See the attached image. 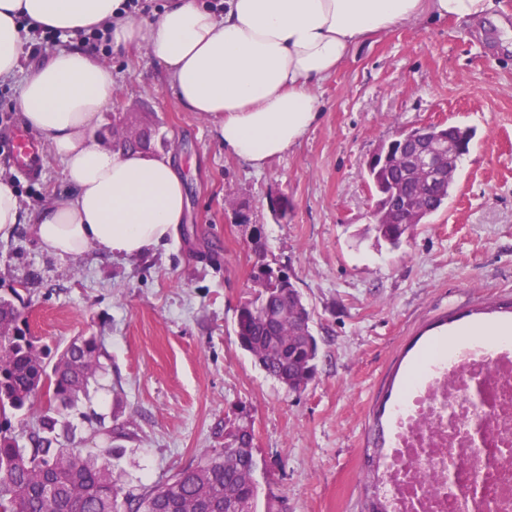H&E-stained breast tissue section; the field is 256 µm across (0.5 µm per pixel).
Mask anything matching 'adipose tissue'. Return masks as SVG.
Returning a JSON list of instances; mask_svg holds the SVG:
<instances>
[{"label":"adipose tissue","instance_id":"ef3b65f1","mask_svg":"<svg viewBox=\"0 0 512 512\" xmlns=\"http://www.w3.org/2000/svg\"><path fill=\"white\" fill-rule=\"evenodd\" d=\"M494 0H166L149 19L127 0H0V81L27 76L16 100L48 142L68 193L26 213L0 179V240L31 225L59 257L89 249L142 258L174 241L186 216L185 180L171 155L90 142L112 105V76L82 47L23 68L22 21L75 32L97 27L113 48H142L179 105L213 117L226 154L260 170L315 126L318 90L365 38L423 19L479 21Z\"/></svg>","mask_w":512,"mask_h":512}]
</instances>
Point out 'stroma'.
I'll use <instances>...</instances> for the list:
<instances>
[{
    "instance_id": "stroma-1",
    "label": "stroma",
    "mask_w": 512,
    "mask_h": 512,
    "mask_svg": "<svg viewBox=\"0 0 512 512\" xmlns=\"http://www.w3.org/2000/svg\"><path fill=\"white\" fill-rule=\"evenodd\" d=\"M512 0L473 23L408 24L362 41L318 91L322 113L262 171L226 155L211 118L181 108L144 50L104 55L114 107L94 143L111 144L119 109L147 112L152 151L175 155L187 211L177 239L141 259L43 251L30 225L0 241V296L45 353L101 336L110 355L92 394L122 428L112 475L153 485L253 429L259 512H363L365 453L386 393L419 368L407 349L443 318L512 301ZM473 128L447 207L411 225L398 248L372 230L368 158L400 130ZM33 212L67 188L44 153L36 177L0 151ZM286 202L273 211L270 202ZM285 266L312 312L315 379L299 393L267 376L234 334L257 257Z\"/></svg>"
}]
</instances>
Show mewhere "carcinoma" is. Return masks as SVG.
I'll return each instance as SVG.
<instances>
[{
  "instance_id": "cac0c4a2",
  "label": "carcinoma",
  "mask_w": 512,
  "mask_h": 512,
  "mask_svg": "<svg viewBox=\"0 0 512 512\" xmlns=\"http://www.w3.org/2000/svg\"><path fill=\"white\" fill-rule=\"evenodd\" d=\"M376 192L377 238L399 246L408 228L405 215L424 224L445 205L450 188L432 190L424 172H408L397 148L380 147L366 162ZM253 292L239 306L234 332L242 349L272 378L291 391L304 390L315 378L318 342L310 312L288 271L259 258L251 271ZM0 297V512H257L253 443L234 429L224 447L203 454L196 465L175 472L139 491L112 480L114 448L83 452L66 421L89 395L106 352L101 337L79 336L44 361L36 337L20 326L15 301ZM44 397L39 409L34 401ZM35 410L34 422L19 441L10 432V416ZM385 407L374 416L372 452L367 454L370 494L385 446Z\"/></svg>"
}]
</instances>
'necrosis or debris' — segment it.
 <instances>
[{"label": "necrosis or debris", "mask_w": 512, "mask_h": 512, "mask_svg": "<svg viewBox=\"0 0 512 512\" xmlns=\"http://www.w3.org/2000/svg\"><path fill=\"white\" fill-rule=\"evenodd\" d=\"M388 512H512V343L440 348L391 419Z\"/></svg>", "instance_id": "obj_1"}]
</instances>
